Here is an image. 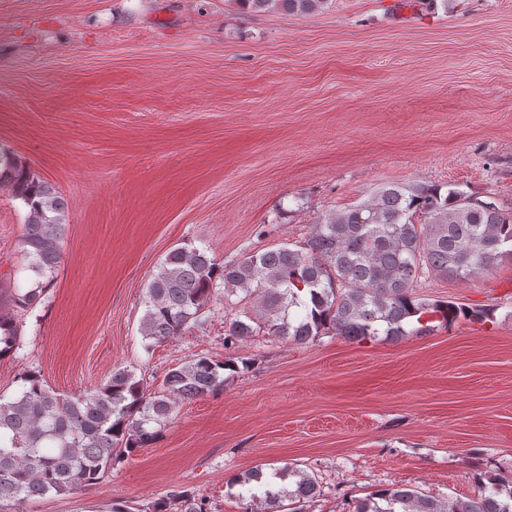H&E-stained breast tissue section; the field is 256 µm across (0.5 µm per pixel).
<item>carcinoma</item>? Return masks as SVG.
<instances>
[{
    "instance_id": "obj_1",
    "label": "carcinoma",
    "mask_w": 512,
    "mask_h": 512,
    "mask_svg": "<svg viewBox=\"0 0 512 512\" xmlns=\"http://www.w3.org/2000/svg\"><path fill=\"white\" fill-rule=\"evenodd\" d=\"M245 9H281L308 16L326 0H237ZM0 185L26 208L24 251L30 288L11 296L35 308L61 260L66 207L59 190L0 144ZM512 259V210L456 187L390 184L369 199L326 213L301 245L279 246L219 264L205 248L181 246L163 259L148 284L140 334L147 345L182 335L206 321L219 288L234 312L224 345L259 333L308 344L332 333L362 343L399 340L459 320L484 321L490 310L414 293L429 277L470 280ZM19 349L14 315L0 296V359ZM244 358L191 359L170 369L159 390L119 368L86 394L66 396L35 371L19 377L16 394L0 398V512L9 502L90 490L112 468L153 442L173 406L224 389L227 375L249 369ZM477 493L441 501L406 485L383 488L350 503L347 512H512V479L476 474ZM244 512H304L320 495L315 476L293 466L254 467L232 478ZM208 512L182 491L134 511Z\"/></svg>"
}]
</instances>
